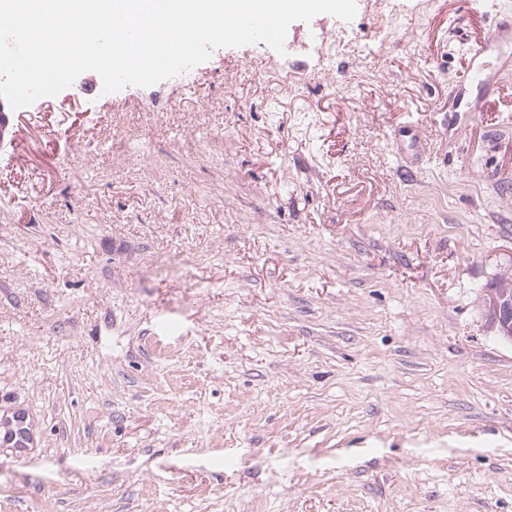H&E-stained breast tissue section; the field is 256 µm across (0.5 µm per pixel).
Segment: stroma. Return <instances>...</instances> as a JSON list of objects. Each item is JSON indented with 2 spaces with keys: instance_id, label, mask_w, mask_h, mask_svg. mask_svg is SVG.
Listing matches in <instances>:
<instances>
[{
  "instance_id": "1",
  "label": "stroma",
  "mask_w": 512,
  "mask_h": 512,
  "mask_svg": "<svg viewBox=\"0 0 512 512\" xmlns=\"http://www.w3.org/2000/svg\"><path fill=\"white\" fill-rule=\"evenodd\" d=\"M376 2L11 111L0 512H512V75L452 109L512 0ZM482 308L486 322L494 335L512 341V293L496 285L484 288ZM0 446L15 448L26 458L27 448H33L31 418L28 412L15 410L9 415L0 414Z\"/></svg>"
}]
</instances>
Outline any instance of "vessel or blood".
Segmentation results:
<instances>
[{
    "label": "vessel or blood",
    "instance_id": "1",
    "mask_svg": "<svg viewBox=\"0 0 512 512\" xmlns=\"http://www.w3.org/2000/svg\"><path fill=\"white\" fill-rule=\"evenodd\" d=\"M467 81L458 83L455 97L467 111H481L502 78L512 75V13H500L493 34L476 43L467 53ZM31 418L16 410L0 414V446L26 453L33 447Z\"/></svg>",
    "mask_w": 512,
    "mask_h": 512
}]
</instances>
